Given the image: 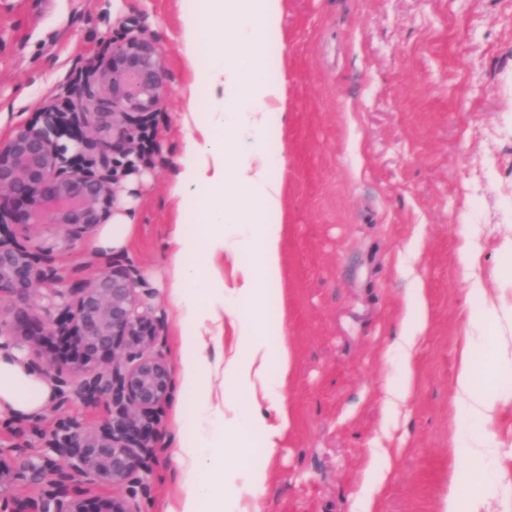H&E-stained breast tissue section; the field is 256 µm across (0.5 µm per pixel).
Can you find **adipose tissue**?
<instances>
[{
	"label": "adipose tissue",
	"mask_w": 512,
	"mask_h": 512,
	"mask_svg": "<svg viewBox=\"0 0 512 512\" xmlns=\"http://www.w3.org/2000/svg\"><path fill=\"white\" fill-rule=\"evenodd\" d=\"M282 0H194L181 13L182 39L192 74V93L207 91L206 107L191 103L181 116L186 129L182 168L172 195L176 219L167 249L170 296L181 312L178 401L171 439L178 470L174 499L165 512H223L224 468L244 478L253 495L266 491L272 474L256 453L272 458L295 415L282 390L293 366L286 345L269 337L263 306L283 279L285 229L280 179L269 175L268 154H242L235 134H263L286 110L283 81L271 79L269 51L280 38ZM218 50L200 57L204 42ZM136 217L115 212L94 241L109 254L130 244ZM468 294L474 331L460 357L455 401L472 428L454 437V470L443 512H492L494 494L476 461L498 456L483 430L502 404L498 376L512 362L505 313L481 280ZM429 320L422 286L405 300L401 331L387 357L400 370L386 387L388 410L398 413L413 380V356ZM51 397L44 378L27 364L0 355V411L36 416ZM261 448H254V434Z\"/></svg>",
	"instance_id": "ef3b65f1"
}]
</instances>
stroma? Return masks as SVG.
<instances>
[{
  "instance_id": "35a3bbf8",
  "label": "stroma",
  "mask_w": 512,
  "mask_h": 512,
  "mask_svg": "<svg viewBox=\"0 0 512 512\" xmlns=\"http://www.w3.org/2000/svg\"><path fill=\"white\" fill-rule=\"evenodd\" d=\"M189 0H0V142L66 101V89L111 53L137 19L158 42L168 84L150 131L148 163L120 175V206L138 228L132 265L164 314L173 356L180 314L169 297V238L190 102L180 15ZM282 38L271 78L287 87L273 140L242 134L245 153L276 157L287 228L282 298L294 367L284 397L296 420L270 462L260 512H356L375 449L393 453L375 512H442L451 439L465 424L455 401L459 350L470 311L461 247L474 239L476 272L512 309V0H283ZM37 243L68 279L95 277L103 255L91 238L53 231ZM420 280L428 328L414 359L411 395L398 418L384 406L395 374L386 353L400 332L406 294ZM173 401L142 512H165L178 474L169 441ZM106 404L49 402L40 415H0V445L16 430L36 441L60 421L92 428ZM484 434L499 450L487 462L496 512H512V400Z\"/></svg>"
}]
</instances>
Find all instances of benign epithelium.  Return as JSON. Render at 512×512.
I'll list each match as a JSON object with an SVG mask.
<instances>
[{"label": "benign epithelium", "instance_id": "obj_1", "mask_svg": "<svg viewBox=\"0 0 512 512\" xmlns=\"http://www.w3.org/2000/svg\"><path fill=\"white\" fill-rule=\"evenodd\" d=\"M167 80L159 45L131 20L112 55L73 84L65 117L49 110L0 144V307L9 301L0 310V353L26 357L59 405L110 408L93 429L69 419L40 434L37 454L23 438L1 446L0 512H141L157 414L172 391L163 318L129 265L111 262L91 280L55 287L60 271L32 234L61 229L76 242L108 223L122 167L112 152L132 148ZM42 284L52 285L44 295L47 330L32 318L31 296ZM17 456L27 457L19 470ZM19 482L37 495L17 496ZM80 483L123 493L89 501Z\"/></svg>", "mask_w": 512, "mask_h": 512}]
</instances>
